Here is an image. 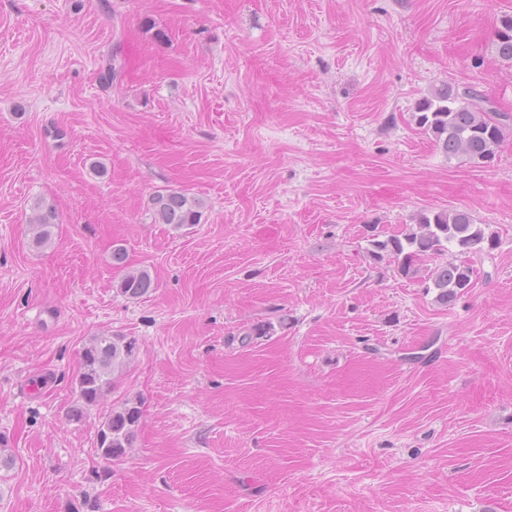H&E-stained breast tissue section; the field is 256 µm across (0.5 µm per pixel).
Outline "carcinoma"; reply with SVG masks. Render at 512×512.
I'll return each mask as SVG.
<instances>
[{"label":"carcinoma","instance_id":"cac0c4a2","mask_svg":"<svg viewBox=\"0 0 512 512\" xmlns=\"http://www.w3.org/2000/svg\"><path fill=\"white\" fill-rule=\"evenodd\" d=\"M491 48L498 58L512 61L511 15L500 19ZM483 102V96L472 87L443 84L419 102L416 122L448 157L484 164L494 158L509 116L484 106ZM203 208L204 202L200 198L183 190L158 193L150 200L154 222L170 224L176 229L199 223ZM30 209L32 243L42 248L52 238L55 209L41 199L34 200ZM415 223L418 230L401 237L388 235L382 238L375 233L371 239L373 257L396 259L399 273L408 278L417 276L418 263L432 255H440L451 246L479 253L487 240L484 229L473 223L471 215L464 210L420 213ZM428 280L437 290V301L448 306L474 286V269L468 263L448 262L437 267ZM154 287V279L145 268L128 271L118 284L119 292L129 299L141 298ZM136 349L135 338L120 334L94 336L85 344L75 378L77 400L70 409L71 419L80 420L89 409L99 405L132 360ZM140 419V405L133 399L124 400L119 408L103 417L97 432L99 455L110 461L125 455Z\"/></svg>","mask_w":512,"mask_h":512}]
</instances>
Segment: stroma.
<instances>
[{
  "instance_id": "35a3bbf8",
  "label": "stroma",
  "mask_w": 512,
  "mask_h": 512,
  "mask_svg": "<svg viewBox=\"0 0 512 512\" xmlns=\"http://www.w3.org/2000/svg\"><path fill=\"white\" fill-rule=\"evenodd\" d=\"M507 14L0 0V512H512V126L477 165L415 119L445 83L512 115ZM168 189L204 201L199 223H153ZM37 197L58 215L39 249ZM440 209L493 245L412 279L371 255L372 230ZM449 260L477 277L444 306L426 279ZM142 267L155 288L121 295ZM111 333L136 354L71 420L82 349ZM128 398L132 445L105 460L98 427ZM492 52L501 60L512 61V16L504 15L491 42Z\"/></svg>"
}]
</instances>
